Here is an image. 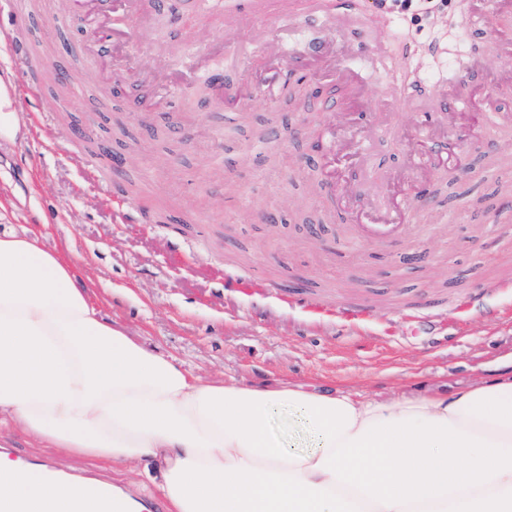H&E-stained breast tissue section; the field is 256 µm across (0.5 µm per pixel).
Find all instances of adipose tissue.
<instances>
[{"label": "adipose tissue", "mask_w": 512, "mask_h": 512, "mask_svg": "<svg viewBox=\"0 0 512 512\" xmlns=\"http://www.w3.org/2000/svg\"><path fill=\"white\" fill-rule=\"evenodd\" d=\"M2 424L65 459L157 461L169 512H512V373L394 402L206 380L106 320L32 235H0ZM84 498L0 482L10 512Z\"/></svg>", "instance_id": "ef3b65f1"}]
</instances>
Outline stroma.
<instances>
[{"instance_id": "obj_1", "label": "stroma", "mask_w": 512, "mask_h": 512, "mask_svg": "<svg viewBox=\"0 0 512 512\" xmlns=\"http://www.w3.org/2000/svg\"><path fill=\"white\" fill-rule=\"evenodd\" d=\"M74 0H0V27L20 25L28 41L55 45L56 70L80 67L95 86H73L58 99L40 90L7 102L0 122V233L35 234L78 268L102 316L147 346L180 360L206 379L244 384L278 380L392 400L491 382L512 363V175L489 163L492 151L512 159V134L493 132L483 117L469 146V170L438 178L424 258L400 244L349 239L345 218L323 183L318 156L301 125L333 126L323 95L284 89L261 55L224 65L225 9L201 13L198 0H165L131 18L121 0L90 23L114 24L109 56L86 53V36L70 22ZM479 0H448L439 12L398 17L366 9L365 34L403 68L413 97L389 123L374 121L391 100L389 85L371 102L346 101L363 122L369 171L352 194L386 197L382 176L405 163L420 113L433 111L444 84L471 55L485 68L471 92L492 89L512 111V85L498 75L512 55L497 42L512 38V19L488 13L465 36ZM220 70L238 85L236 100L217 98L206 73ZM122 76L146 90L145 113L102 98L101 83ZM150 125H142V115ZM142 142L126 154L119 176L134 191L169 208V224L138 215L129 222L110 192L111 174L80 145L81 137L120 151V136ZM485 290L488 317L461 309ZM367 307L356 323L313 313L306 294ZM429 303L442 318L408 321L409 307ZM150 462L105 466L99 473L155 501Z\"/></svg>"}]
</instances>
